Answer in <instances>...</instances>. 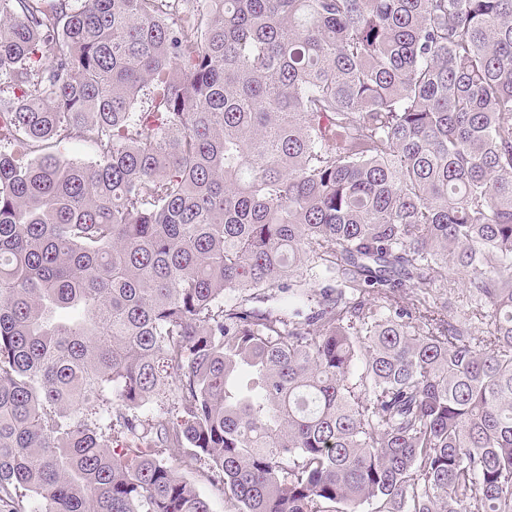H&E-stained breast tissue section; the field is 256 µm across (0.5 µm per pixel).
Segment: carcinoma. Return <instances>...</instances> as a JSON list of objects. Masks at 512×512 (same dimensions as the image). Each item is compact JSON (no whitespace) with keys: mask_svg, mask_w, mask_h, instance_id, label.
<instances>
[{"mask_svg":"<svg viewBox=\"0 0 512 512\" xmlns=\"http://www.w3.org/2000/svg\"><path fill=\"white\" fill-rule=\"evenodd\" d=\"M0 72V512H512V0H0ZM54 151L63 160L90 162L95 158L93 147L78 140L63 142L55 147ZM182 473L209 500L213 512H224V490L221 486L210 484L196 470H182Z\"/></svg>","mask_w":512,"mask_h":512,"instance_id":"obj_1","label":"carcinoma"}]
</instances>
